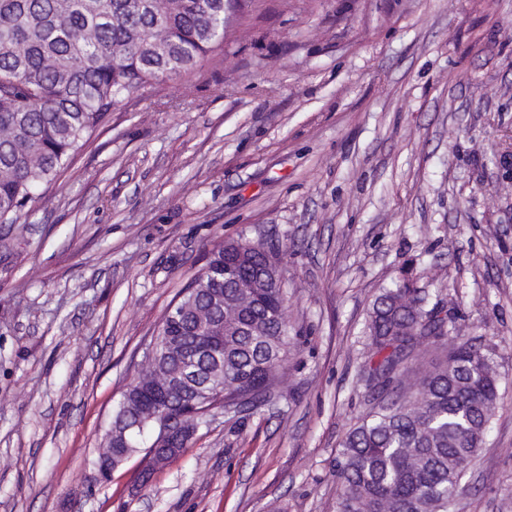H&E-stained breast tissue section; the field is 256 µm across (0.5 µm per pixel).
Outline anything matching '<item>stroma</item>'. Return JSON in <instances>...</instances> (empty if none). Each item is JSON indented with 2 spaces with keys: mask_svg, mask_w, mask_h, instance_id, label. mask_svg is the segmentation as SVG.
<instances>
[{
  "mask_svg": "<svg viewBox=\"0 0 512 512\" xmlns=\"http://www.w3.org/2000/svg\"><path fill=\"white\" fill-rule=\"evenodd\" d=\"M0 226V512H336L380 289L410 273L488 350L457 512H512V0H242L193 76L113 106ZM279 247L293 352L169 467L93 459L214 245Z\"/></svg>",
  "mask_w": 512,
  "mask_h": 512,
  "instance_id": "1",
  "label": "stroma"
}]
</instances>
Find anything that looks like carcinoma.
<instances>
[{"mask_svg":"<svg viewBox=\"0 0 512 512\" xmlns=\"http://www.w3.org/2000/svg\"><path fill=\"white\" fill-rule=\"evenodd\" d=\"M237 0H0V224H19L35 191L57 181L112 106L160 81L189 77L224 46L225 13ZM240 261L216 245L218 281L194 277L179 303L201 312L200 290L224 292V351L186 364L153 358L150 371L200 373L224 365V401L258 407L271 397L292 352L286 294L276 283L254 288L247 307L231 304L233 279L257 278L278 251L258 242ZM178 333L193 353L202 339L189 321L164 319L156 340ZM365 335L376 360L363 370L377 410L351 429L336 461V512H453L461 480L485 441L499 399V376L483 349L458 336L456 320L419 288L382 289ZM448 358L411 378L419 347ZM143 414L192 406L172 395L128 401ZM156 424L127 432L128 448L150 446Z\"/></svg>","mask_w":512,"mask_h":512,"instance_id":"cac0c4a2","label":"carcinoma"}]
</instances>
